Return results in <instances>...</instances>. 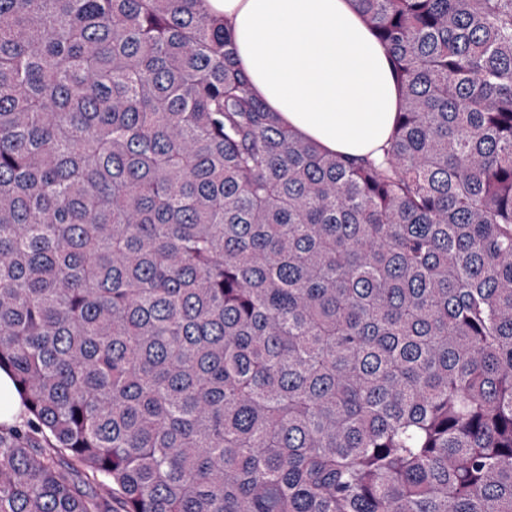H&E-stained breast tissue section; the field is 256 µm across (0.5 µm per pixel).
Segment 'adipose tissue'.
Wrapping results in <instances>:
<instances>
[{
  "instance_id": "obj_1",
  "label": "adipose tissue",
  "mask_w": 512,
  "mask_h": 512,
  "mask_svg": "<svg viewBox=\"0 0 512 512\" xmlns=\"http://www.w3.org/2000/svg\"><path fill=\"white\" fill-rule=\"evenodd\" d=\"M223 17L253 93L293 134L377 157L399 94L384 46L355 0H200Z\"/></svg>"
}]
</instances>
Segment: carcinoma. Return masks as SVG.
<instances>
[{"label": "carcinoma", "instance_id": "cac0c4a2", "mask_svg": "<svg viewBox=\"0 0 512 512\" xmlns=\"http://www.w3.org/2000/svg\"><path fill=\"white\" fill-rule=\"evenodd\" d=\"M355 2L360 162L199 0H0V512H512V0ZM25 408L16 394L13 380L6 371H0V424L10 426L21 419Z\"/></svg>", "mask_w": 512, "mask_h": 512}]
</instances>
